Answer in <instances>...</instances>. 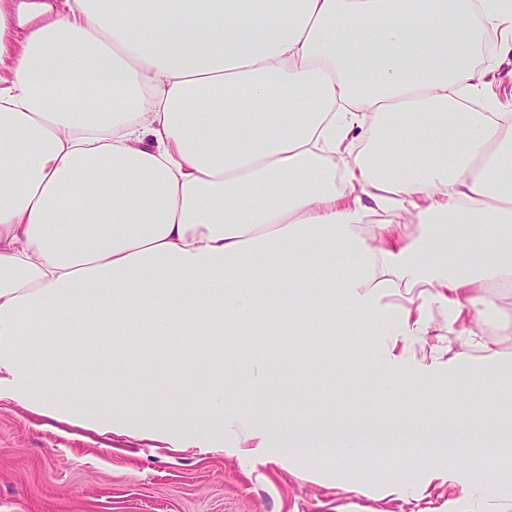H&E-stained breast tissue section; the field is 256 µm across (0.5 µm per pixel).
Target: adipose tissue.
<instances>
[{"instance_id": "adipose-tissue-1", "label": "adipose tissue", "mask_w": 512, "mask_h": 512, "mask_svg": "<svg viewBox=\"0 0 512 512\" xmlns=\"http://www.w3.org/2000/svg\"><path fill=\"white\" fill-rule=\"evenodd\" d=\"M0 0V400L149 448H362L351 422L224 413V331L272 307L481 344L512 282V0ZM481 109H473V102ZM420 286L418 294L409 289ZM441 320H434V313ZM69 330L46 358L32 337ZM151 339L135 359L98 337ZM182 345L169 352L168 337ZM210 340L200 361L197 337ZM461 421L512 467L497 393ZM157 392L116 410L132 374ZM172 384L195 398L182 407Z\"/></svg>"}]
</instances>
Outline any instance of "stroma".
I'll use <instances>...</instances> for the list:
<instances>
[{"label": "stroma", "mask_w": 512, "mask_h": 512, "mask_svg": "<svg viewBox=\"0 0 512 512\" xmlns=\"http://www.w3.org/2000/svg\"><path fill=\"white\" fill-rule=\"evenodd\" d=\"M379 342L359 326L329 335L285 323L279 335L258 337L269 395L249 400L253 419L289 413L324 429L348 418L362 426L391 422L409 404L385 396L383 381L369 373ZM252 346L224 339L232 360L224 368L227 414L245 401L238 367ZM436 356L432 343H414L396 372L411 380L434 374L425 399L437 420L446 421L452 409L475 414L487 391L483 379L463 371L449 390L453 372ZM483 459L472 449L433 467L419 446L354 456L275 446L250 453L230 433L217 451L135 448L0 403V512H512V475L500 472L474 486Z\"/></svg>", "instance_id": "1"}]
</instances>
